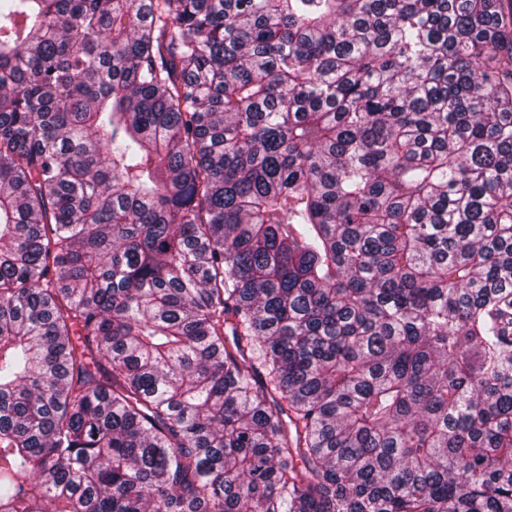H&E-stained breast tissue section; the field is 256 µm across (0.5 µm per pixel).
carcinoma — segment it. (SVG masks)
Masks as SVG:
<instances>
[{"label":"carcinoma","mask_w":512,"mask_h":512,"mask_svg":"<svg viewBox=\"0 0 512 512\" xmlns=\"http://www.w3.org/2000/svg\"><path fill=\"white\" fill-rule=\"evenodd\" d=\"M0 512H512V0H0Z\"/></svg>","instance_id":"obj_1"}]
</instances>
